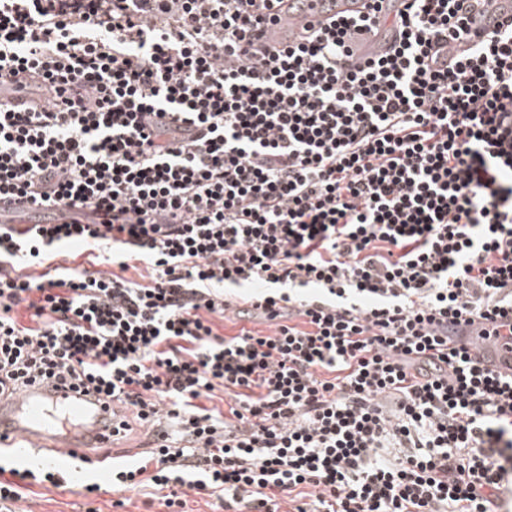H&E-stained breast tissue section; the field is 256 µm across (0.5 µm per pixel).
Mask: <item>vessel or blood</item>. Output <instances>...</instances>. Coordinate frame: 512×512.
Segmentation results:
<instances>
[{"label": "vessel or blood", "instance_id": "b4317fda", "mask_svg": "<svg viewBox=\"0 0 512 512\" xmlns=\"http://www.w3.org/2000/svg\"><path fill=\"white\" fill-rule=\"evenodd\" d=\"M351 0H290L265 31L266 49H280L296 42L307 30L326 25L339 13L355 11ZM379 33L358 36L353 44L356 60L382 53ZM453 344L467 345L479 365L502 374H512V350L482 337L456 336ZM112 431L108 410L90 398L47 387H36L10 397H0V451L20 461L41 460L50 452L53 465L72 473L79 457L93 449L109 447Z\"/></svg>", "mask_w": 512, "mask_h": 512}]
</instances>
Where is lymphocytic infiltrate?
I'll return each mask as SVG.
<instances>
[{
	"label": "lymphocytic infiltrate",
	"instance_id": "f902f5d3",
	"mask_svg": "<svg viewBox=\"0 0 512 512\" xmlns=\"http://www.w3.org/2000/svg\"><path fill=\"white\" fill-rule=\"evenodd\" d=\"M286 0H0V396L57 382L163 423L113 491L222 512H512V15L383 0L259 51ZM144 263V281L125 279ZM246 304L271 334H220ZM28 322H20L19 313ZM223 393V408L206 400ZM65 474L0 464V512ZM353 46L354 58L357 61H364L366 58L379 54L385 51V46H382L380 32L374 31L365 32L358 36ZM451 344H465L479 365L497 373L512 374V351L501 343L481 336H448Z\"/></svg>",
	"mask_w": 512,
	"mask_h": 512
}]
</instances>
